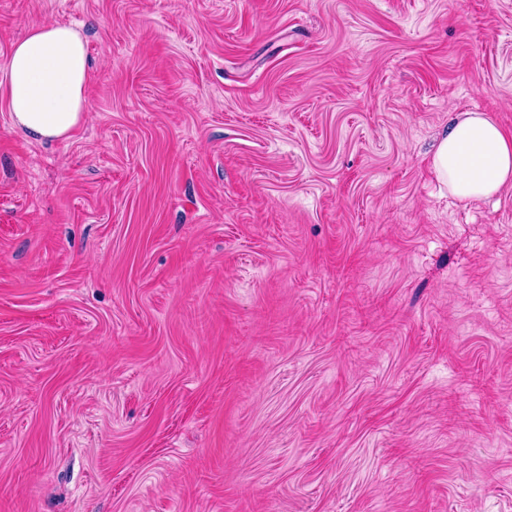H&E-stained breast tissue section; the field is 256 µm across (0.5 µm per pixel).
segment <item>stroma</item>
<instances>
[{"instance_id":"35a3bbf8","label":"stroma","mask_w":512,"mask_h":512,"mask_svg":"<svg viewBox=\"0 0 512 512\" xmlns=\"http://www.w3.org/2000/svg\"><path fill=\"white\" fill-rule=\"evenodd\" d=\"M90 111L0 98V512H512V0H0ZM87 52L68 25L33 27L11 52L0 87L13 125L35 141L68 138L86 119ZM431 168L452 196H491L512 182V137L479 112H465L442 133Z\"/></svg>"}]
</instances>
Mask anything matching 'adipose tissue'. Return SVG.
<instances>
[{
	"label": "adipose tissue",
	"mask_w": 512,
	"mask_h": 512,
	"mask_svg": "<svg viewBox=\"0 0 512 512\" xmlns=\"http://www.w3.org/2000/svg\"><path fill=\"white\" fill-rule=\"evenodd\" d=\"M87 52L68 25L33 27L11 52L0 81L13 125L36 141L69 137L86 119ZM449 194L481 199L512 182V137L477 112L455 118L431 157Z\"/></svg>",
	"instance_id": "adipose-tissue-1"
}]
</instances>
